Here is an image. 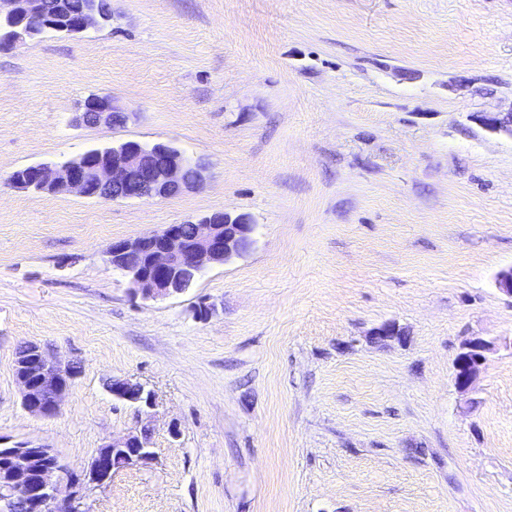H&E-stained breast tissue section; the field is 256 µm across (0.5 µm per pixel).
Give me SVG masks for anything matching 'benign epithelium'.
<instances>
[{
	"mask_svg": "<svg viewBox=\"0 0 512 512\" xmlns=\"http://www.w3.org/2000/svg\"><path fill=\"white\" fill-rule=\"evenodd\" d=\"M0 12V48L7 49L31 38L39 0H5ZM112 23V9L105 0H88V6L71 25L53 22L45 29L77 37L91 27ZM79 120L86 125L121 126L127 113L110 97L86 99ZM475 120L487 130L512 137V112H482ZM204 167L174 143L149 145L135 140L112 144V162L94 163L79 154L65 162L45 161L23 169L16 187L35 191L74 192L100 200H155L178 195L185 188L200 186ZM256 224L247 214L232 217L213 213L195 222L170 224L163 230L130 240L115 241L106 256L112 269L144 300L184 293L202 272L215 264H227L246 254L254 244ZM494 343L480 338L466 341L454 360V382L461 393L469 392L487 363ZM15 374L22 404L31 414L52 417L78 376L72 362L58 360L46 348L27 343L17 351ZM113 399L143 411L153 406L154 395L138 383L112 380ZM83 476L67 475L50 448L33 442L0 445V498L20 499L25 512H86L82 509L88 487H104L113 471L146 462L156 455L146 448V435L128 434L105 444Z\"/></svg>",
	"mask_w": 512,
	"mask_h": 512,
	"instance_id": "7a95c632",
	"label": "benign epithelium"
}]
</instances>
